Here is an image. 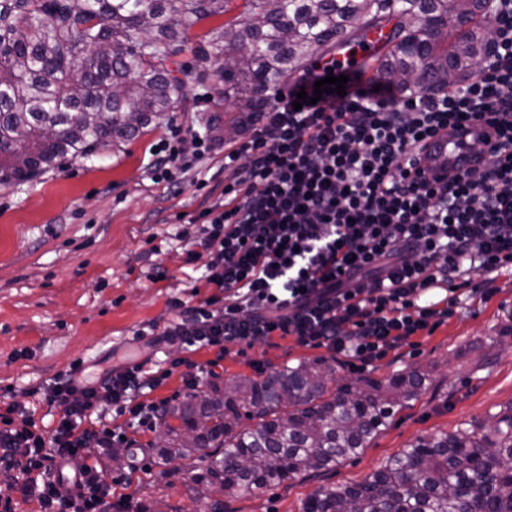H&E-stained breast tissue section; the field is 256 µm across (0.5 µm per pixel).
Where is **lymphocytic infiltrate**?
<instances>
[{
  "label": "lymphocytic infiltrate",
  "instance_id": "f902f5d3",
  "mask_svg": "<svg viewBox=\"0 0 512 512\" xmlns=\"http://www.w3.org/2000/svg\"><path fill=\"white\" fill-rule=\"evenodd\" d=\"M487 15L486 52L463 83L426 95L352 73L345 94L294 108L299 92L336 71L317 65L225 140L229 178L177 235L188 262L205 258L201 279L213 293L171 300L163 341L223 355L291 337L364 368L433 333L463 301L496 294L498 274L512 270V0H488ZM467 121L490 127L477 147L486 164L442 184L423 180L418 150ZM192 140L190 154L178 137L158 145L154 184L174 186L176 172L212 153L209 135ZM179 365L142 360L96 381L71 369L47 389L48 402L65 406L49 432L8 404L0 512H14L18 495L40 512H112L113 479L86 450L126 443L127 429L156 419L165 403L149 395ZM115 415L125 424H112Z\"/></svg>",
  "mask_w": 512,
  "mask_h": 512
}]
</instances>
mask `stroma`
Masks as SVG:
<instances>
[{"mask_svg":"<svg viewBox=\"0 0 512 512\" xmlns=\"http://www.w3.org/2000/svg\"><path fill=\"white\" fill-rule=\"evenodd\" d=\"M207 86L187 80V100L135 140L67 159L34 181L0 185V409L26 406L37 428L52 429L63 407L47 403L41 388L81 364L97 378L107 369L154 355L137 330L164 326L169 302L189 299L203 261L187 263L175 235L224 182V151L216 149L198 171L178 177L175 194L150 179L153 149L173 128L197 130L223 116L230 100L215 104ZM499 293L463 304L432 335L412 337L367 371L382 378L406 367L429 371L428 391L401 409L356 459L336 470L257 494L224 501V512H302L310 495L361 481L416 439L487 420L512 407V274L497 278ZM322 349L292 339L231 348L218 384L240 375L262 378L299 359L326 358ZM38 395H31V388ZM139 449L123 466L103 448L89 449L116 479L115 496L150 512H198L186 469L160 477L150 448L158 426L128 431Z\"/></svg>","mask_w":512,"mask_h":512,"instance_id":"35a3bbf8","label":"stroma"}]
</instances>
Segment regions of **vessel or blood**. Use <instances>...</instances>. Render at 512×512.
I'll use <instances>...</instances> for the list:
<instances>
[{
  "label": "vessel or blood",
  "mask_w": 512,
  "mask_h": 512,
  "mask_svg": "<svg viewBox=\"0 0 512 512\" xmlns=\"http://www.w3.org/2000/svg\"><path fill=\"white\" fill-rule=\"evenodd\" d=\"M386 42L382 33L368 34L364 41L355 45H344L335 62L341 69L358 70L364 58L374 56ZM486 130L485 124L472 122L460 130H444L431 138L419 154L424 169L438 173H448L470 166L475 157L469 149L480 139Z\"/></svg>",
  "instance_id": "b4317fda"
}]
</instances>
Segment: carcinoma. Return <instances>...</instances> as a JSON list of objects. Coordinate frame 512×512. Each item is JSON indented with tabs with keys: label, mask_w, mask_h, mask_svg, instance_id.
<instances>
[{
	"label": "carcinoma",
	"mask_w": 512,
	"mask_h": 512,
	"mask_svg": "<svg viewBox=\"0 0 512 512\" xmlns=\"http://www.w3.org/2000/svg\"><path fill=\"white\" fill-rule=\"evenodd\" d=\"M233 0H0V184L129 141L185 101L179 57L194 79L216 77L235 115L221 140L285 87L368 29L389 28L380 77L428 95L467 76L488 39L485 0H241L198 41L188 32ZM429 375L411 367L341 383L325 359L236 377L159 416L156 454L190 461L204 512L224 497L333 471L356 458L417 400ZM302 512H512V407L489 422L417 439L362 481L308 498Z\"/></svg>",
	"instance_id": "carcinoma-1"
}]
</instances>
